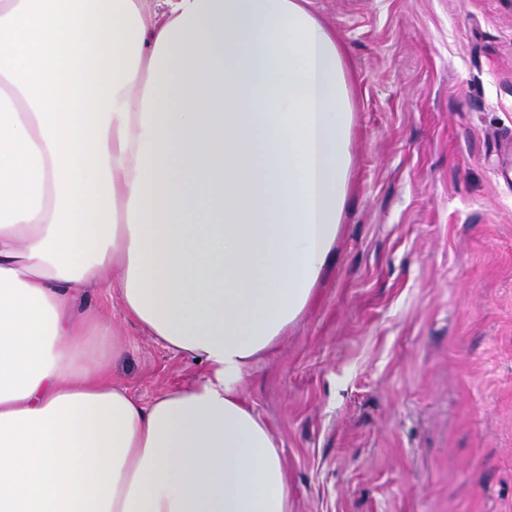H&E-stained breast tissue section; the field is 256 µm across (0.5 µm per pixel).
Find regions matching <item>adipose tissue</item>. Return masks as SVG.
<instances>
[{
    "label": "adipose tissue",
    "mask_w": 512,
    "mask_h": 512,
    "mask_svg": "<svg viewBox=\"0 0 512 512\" xmlns=\"http://www.w3.org/2000/svg\"><path fill=\"white\" fill-rule=\"evenodd\" d=\"M351 123L307 0H0V512H291L241 382L334 250ZM108 282L199 381L113 385Z\"/></svg>",
    "instance_id": "obj_1"
}]
</instances>
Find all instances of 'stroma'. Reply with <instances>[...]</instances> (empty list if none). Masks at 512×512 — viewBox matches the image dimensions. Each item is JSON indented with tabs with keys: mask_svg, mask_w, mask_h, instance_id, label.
<instances>
[{
	"mask_svg": "<svg viewBox=\"0 0 512 512\" xmlns=\"http://www.w3.org/2000/svg\"><path fill=\"white\" fill-rule=\"evenodd\" d=\"M348 66L352 168L315 300L246 375L293 512H512V0H308ZM142 401L202 365L124 318Z\"/></svg>",
	"mask_w": 512,
	"mask_h": 512,
	"instance_id": "obj_1",
	"label": "stroma"
}]
</instances>
